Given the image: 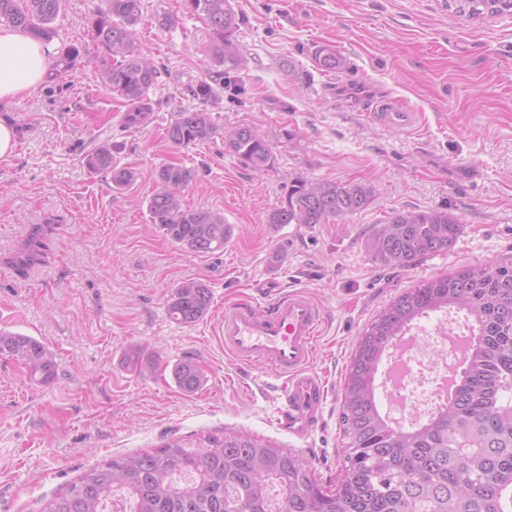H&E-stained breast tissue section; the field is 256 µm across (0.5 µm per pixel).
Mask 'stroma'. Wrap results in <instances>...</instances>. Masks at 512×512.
I'll use <instances>...</instances> for the list:
<instances>
[{
	"mask_svg": "<svg viewBox=\"0 0 512 512\" xmlns=\"http://www.w3.org/2000/svg\"><path fill=\"white\" fill-rule=\"evenodd\" d=\"M243 17L242 64L231 86L196 96L216 65L207 21L186 0H142L137 45L160 74L143 125L126 128L123 99L102 82L103 53L88 18L103 0H63L56 51L76 47L72 69L0 104L17 147L0 159V330L39 340L56 377L31 381L0 356V512H45L85 470L182 437L245 432L304 457L315 479L344 475L341 402L352 345L373 318L416 283L472 266L512 265V15L454 16L444 0H229ZM173 18L161 26L159 15ZM335 50L344 66L321 71ZM393 94L420 115L398 130L370 120L342 90ZM183 111L210 113L219 129L256 127L275 154L258 172L222 138L173 145ZM112 151L122 186L86 157ZM169 164L191 173L184 204L234 226L223 251L182 250L151 224L148 202ZM371 184L370 205L328 224H269L294 177ZM445 207L462 231L448 251L383 267L364 242L396 212ZM187 279L212 291L207 314L172 321L169 299ZM302 289L322 309L312 363L328 388L314 434L278 429L275 381L224 351L215 318L266 288ZM159 356L139 372L132 353ZM194 356L203 388L186 394L169 367Z\"/></svg>",
	"mask_w": 512,
	"mask_h": 512,
	"instance_id": "obj_1",
	"label": "stroma"
}]
</instances>
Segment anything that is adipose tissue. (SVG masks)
Segmentation results:
<instances>
[{"label":"adipose tissue","instance_id":"1","mask_svg":"<svg viewBox=\"0 0 512 512\" xmlns=\"http://www.w3.org/2000/svg\"><path fill=\"white\" fill-rule=\"evenodd\" d=\"M53 54L52 45L0 26V102L14 101L35 90Z\"/></svg>","mask_w":512,"mask_h":512}]
</instances>
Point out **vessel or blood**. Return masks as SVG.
<instances>
[{
  "label": "vessel or blood",
  "mask_w": 512,
  "mask_h": 512,
  "mask_svg": "<svg viewBox=\"0 0 512 512\" xmlns=\"http://www.w3.org/2000/svg\"><path fill=\"white\" fill-rule=\"evenodd\" d=\"M375 120L408 129L417 115L390 96L373 102ZM265 306L239 302L226 307L217 326L224 349L241 365H260L281 378L276 423L288 435L308 438L321 421L327 386L312 371L321 324L317 306L300 289L269 290Z\"/></svg>",
  "instance_id": "1"
}]
</instances>
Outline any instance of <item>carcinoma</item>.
Here are the masks:
<instances>
[{"label":"carcinoma","mask_w":512,"mask_h":512,"mask_svg":"<svg viewBox=\"0 0 512 512\" xmlns=\"http://www.w3.org/2000/svg\"><path fill=\"white\" fill-rule=\"evenodd\" d=\"M90 21L98 46L116 58L103 83L127 103L126 125L138 126L149 111V92L158 69L143 58L133 26L141 0H104ZM212 31V55L236 61V34L243 18L228 0H187ZM62 0H0V24L49 42L55 36ZM448 11L468 19L512 10V0H445ZM322 69L342 66L332 49L315 56ZM217 134L207 112H181L169 126L178 147L206 142ZM225 151L251 169L273 167L269 142L249 125L220 133ZM90 168H112L103 147L87 157ZM189 172L169 165L158 173L160 189L148 202L151 223L193 254L224 249L234 227L211 211L191 209L178 189ZM372 187L341 181L288 182L282 206L270 224H326L366 208ZM462 229L446 208L396 212L365 241L371 259L386 267L448 250ZM212 299L201 280L181 282L168 304L170 317L193 324ZM458 311L471 319L473 343L455 382L454 396L430 418L409 429L393 421L378 403L379 365L394 339L437 311ZM0 354L25 365L42 384L56 365L37 339L0 331ZM172 378L185 393L204 384L198 362L184 357ZM341 425L345 439L343 478L324 487L303 457L244 433L187 439L172 436L150 451L114 458L93 468L53 499L47 512H105L115 493L132 512H512V265H488L434 276L400 294L369 323L354 343L344 379Z\"/></svg>","instance_id":"obj_1"}]
</instances>
